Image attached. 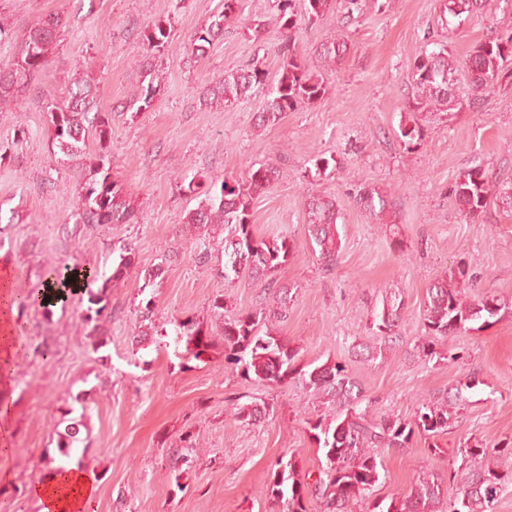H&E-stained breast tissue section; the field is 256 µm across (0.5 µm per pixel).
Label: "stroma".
Masks as SVG:
<instances>
[{
    "label": "stroma",
    "mask_w": 512,
    "mask_h": 512,
    "mask_svg": "<svg viewBox=\"0 0 512 512\" xmlns=\"http://www.w3.org/2000/svg\"><path fill=\"white\" fill-rule=\"evenodd\" d=\"M441 0H362L353 21L343 10L300 22L292 43L328 92L320 102L286 113L275 125L256 124L266 91L257 89L230 107L202 100L211 81L263 59L268 73L278 60L281 33L275 0H239L256 35L229 26L204 55L193 54V35L219 11L221 0H0V22L15 32L51 14L66 27L55 59L35 79L14 111L0 112V264L12 284L43 288L52 266L109 271L112 254L131 248L135 265L107 293L112 317L94 337L82 320L78 295L51 311L24 312L30 346L15 355L0 425L10 432L11 452L0 456V487L10 512H39L30 491L47 474L46 457L58 454L59 426L66 415L81 418L84 449L75 450L94 485L92 512H281L264 495L279 458L318 473V452L306 419L326 410L302 382L283 386L242 380L225 362L222 347L202 360L182 363L162 330L186 316L219 334L216 295L226 315L272 306L279 288L292 296L279 335L301 349L303 363L343 361L360 387L370 417H411L422 403L445 396L467 381L460 423L431 450L423 439L381 452L386 478L374 499L409 492L425 473L447 474L456 449L472 437L494 445L512 441V315L451 341L448 359H427L416 349L424 334L421 314L430 285L451 266L466 265L470 291L512 303V214L490 205L478 220L458 209L453 185L466 168L483 166L492 181L512 183V81L475 98L467 72L458 71L461 100L450 122L428 123L424 146L409 151L397 137L411 95V68L426 44L447 45L464 58L476 43L504 35L512 0H489L480 11L443 21ZM171 23L173 48L158 61L160 96L138 114L125 106L141 77L143 28L157 19ZM348 45L342 61L323 65L316 49L337 34ZM91 62L100 111L112 125V174L142 202L132 224H73L80 175L61 163L51 147L43 103L65 95L73 68ZM334 156L329 175L313 162ZM273 165L283 175L253 200L256 238L287 237L293 258L270 286L242 277L225 284L224 235L185 230L195 199L182 178H245L251 165ZM366 187L389 193L385 221L358 205ZM335 198L342 217V250L332 265L312 254L305 230V199ZM399 293L405 312L402 339L384 347L369 327L387 292ZM150 307L156 335H143L141 307ZM382 348L367 359L362 346ZM265 401L273 415L244 425L230 414V401ZM192 431L197 445L183 449ZM186 451L189 467L177 474L169 458Z\"/></svg>",
    "instance_id": "stroma-1"
}]
</instances>
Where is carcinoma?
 Here are the masks:
<instances>
[{
	"mask_svg": "<svg viewBox=\"0 0 512 512\" xmlns=\"http://www.w3.org/2000/svg\"><path fill=\"white\" fill-rule=\"evenodd\" d=\"M277 23L287 32L298 24L296 0H276ZM442 13L456 18L469 13L480 0H442ZM339 0H305V15L317 21L336 9ZM240 23L238 0H223L222 10L211 16L191 41L192 51L201 56L211 40L224 32V27ZM66 22L58 14L49 15L31 24L18 37L12 64L0 70V112H10L27 90L29 84L48 66L58 51L61 30ZM141 39L146 53L136 61L143 81L130 100L139 111L150 109L160 95L161 83L153 66L157 55L171 50L170 27L159 19L149 23ZM347 50L343 36L321 44L318 56L327 65L339 63ZM278 59L274 86L260 112L263 126L276 124L283 115L324 98L328 93L324 80L310 70L301 53L288 41L276 46ZM512 33L505 37L475 44L466 58L459 60L448 48L439 46L424 49L415 58L411 75L412 92L406 105L404 119L399 124V138L406 149L421 145L426 128L417 115L429 113L440 121H453L458 115L459 102L453 81L457 70L466 69L474 92L482 93L500 80L512 79ZM266 70L255 63L247 69L226 71L210 83L204 101L210 105H232L250 96L254 87L265 83ZM49 115L52 146L82 172L77 189L76 207L72 218L76 224H132L138 207L130 194L112 176L108 147L112 126L108 115L98 111L97 83L89 74L74 67L64 99L46 106ZM280 170L269 165L251 167L243 181L211 180L207 188L190 179L184 190L199 198L196 208L183 218V224L196 227L213 226L225 231L224 269L219 276L227 284L241 273L239 257L253 253L254 263L247 267L254 278L264 280L294 255V246L284 236L256 239L252 232L253 196L269 189L278 180ZM453 195L460 211L467 217L478 218L492 203L512 211V185L492 183L480 166L463 170L455 180ZM357 203L370 217L384 220L388 209V192L366 188ZM307 235L314 253L329 265L336 261L342 249L336 200L324 195H310L305 202ZM134 266L132 250L127 248L112 260L109 276L98 270L83 275L81 295L87 297L83 321L97 329L103 320L112 318L107 285L125 279ZM68 267H53L45 271V288L39 294L16 291L9 305L22 313L30 307L46 311L61 299L54 286L67 285ZM466 273L461 267L451 268L428 288L423 309L425 339L416 349L424 357L444 358L436 351L438 341L451 339L461 333L483 330L505 314H512V304L494 296H468L465 293ZM288 291L275 295L274 305L256 314L224 316V295L213 299L214 313L224 318L221 344L224 359L239 366L241 378L248 382L282 385L298 379L315 394L323 397L335 411L306 419L318 448L323 450L325 465L319 478L307 482V476L293 459L274 463L265 495L282 506V512H308L309 499L320 501L323 512H351V506L370 498L384 470L380 448H405L414 437L428 440V447L438 448L439 437L448 434L464 409L461 392L424 403L410 419L383 416L373 419L360 408L356 382L343 362L322 364L306 371L298 366L301 348L274 333V324L288 317ZM405 307L396 293L382 298L381 308L374 309L372 325L377 335L391 342L401 337ZM172 341L183 349V358L201 360L214 342L193 317L172 322ZM273 408L265 403L234 404L236 421L250 424L266 419ZM82 422L65 426L68 440L62 458H49L51 471H64L70 466L73 443L80 441ZM468 477L458 489L457 496L447 502L442 494L443 478L428 473L407 494L389 501H378L367 512H494L503 488L512 485V444L489 446L475 441L460 451Z\"/></svg>",
	"mask_w": 512,
	"mask_h": 512,
	"instance_id": "cac0c4a2",
	"label": "carcinoma"
}]
</instances>
